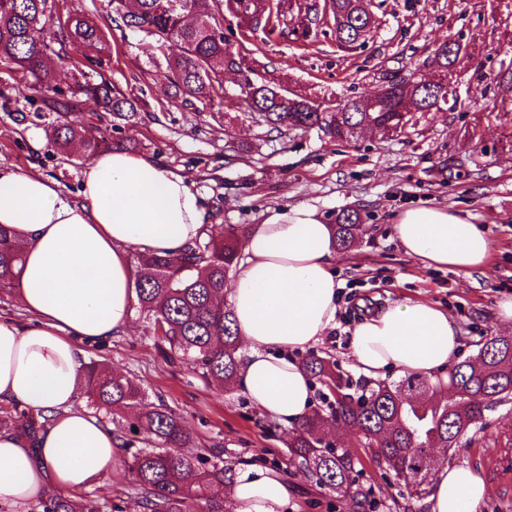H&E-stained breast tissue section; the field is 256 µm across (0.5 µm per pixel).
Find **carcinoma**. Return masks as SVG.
Returning a JSON list of instances; mask_svg holds the SVG:
<instances>
[{
    "label": "carcinoma",
    "instance_id": "obj_1",
    "mask_svg": "<svg viewBox=\"0 0 512 512\" xmlns=\"http://www.w3.org/2000/svg\"><path fill=\"white\" fill-rule=\"evenodd\" d=\"M247 24L264 30L273 26L272 14L239 0ZM297 11L302 30L308 31L326 19L319 9L288 0V11ZM220 0H135L132 12L114 6L122 24L150 38L149 54L161 56L172 73L175 90L202 107L211 102V89L224 77V61L234 54L215 40L211 32L220 24ZM43 30L39 35L37 30ZM103 33L93 19L81 12H63L54 0H0V65L33 80L40 106L38 112L56 113L49 137L55 149L82 161L111 147L101 130L90 132L78 119V101L93 99L100 111L130 122L138 115V102L102 79L90 80L84 68L102 67ZM176 47L178 52L166 51ZM79 56L78 75L63 91L40 84L41 75L56 62ZM406 105L404 98L380 110H367L364 98L352 100L349 112H316L307 98L294 95L283 101L275 86L252 87V102L259 122L281 137L300 130L318 129L337 140L354 136V129L400 132ZM337 249L354 247L363 234L356 212H341L334 218ZM243 228L226 224L211 226L204 235L176 256L142 253L138 264L149 270L146 280L134 283V308L145 315L157 346H167L203 379L226 390L235 388L238 376V333L231 309L214 303L235 275ZM26 244L0 226V294H10L21 275ZM311 379L332 395L326 407L314 408L302 422L288 431L291 459L308 470L316 482L348 497L357 505L367 499L360 484V467L368 461L399 478L418 497L432 479L429 461L436 448H456L471 431L479 428L485 412L512 397V341L498 333L483 338L477 353L456 363L447 375L433 379L407 375L393 383L381 382L354 398L343 395L342 375L330 360L311 356L304 361ZM88 405L112 414L121 407H137L134 421L115 430L121 460L134 479L135 512H233L229 493L210 496L211 488L233 482V465L224 462L219 448L197 449V444L179 415L160 403L142 406L144 393L128 377L98 366H89L86 380ZM48 423V417L14 403L0 404V430H17L33 440ZM341 426L360 438L364 453L336 448L325 442L324 429ZM147 436L146 446H134L136 434ZM42 512H103L107 505L88 496L79 498L56 493L40 501Z\"/></svg>",
    "mask_w": 512,
    "mask_h": 512
}]
</instances>
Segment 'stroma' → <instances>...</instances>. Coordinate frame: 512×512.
<instances>
[{
  "mask_svg": "<svg viewBox=\"0 0 512 512\" xmlns=\"http://www.w3.org/2000/svg\"><path fill=\"white\" fill-rule=\"evenodd\" d=\"M377 22L353 47L340 45L332 24L308 41L250 30L224 12V39L244 57L246 70L225 73L212 102L200 109L175 96L164 61L144 51L145 37L113 29L104 78L144 105L120 136L129 151L185 176L203 195L208 215L221 224H256L274 206L312 205L326 219L360 214L365 232L333 265L341 283L336 326L314 355L330 359L351 387L366 385L353 367L350 334L367 313L394 300L426 298L448 309L462 336V357L484 336L512 334L496 318L498 302L512 298V87L501 70L512 67V0H372ZM453 39L462 46L452 74L457 105L447 112H419L404 133L361 132L341 142L323 132L294 131L282 138L256 122L237 98L243 79L273 82L322 107L378 92L390 77L416 70L432 76L435 51ZM15 111H0V167L35 171L78 198L83 162L56 151L48 118L26 119L32 92L21 75L0 67V95ZM442 205L482 225L492 241L484 271L463 274L426 269L401 250L396 216L409 208ZM133 316L129 332L85 344L87 358L138 383L147 403L165 402L199 447H219L238 464L276 467L295 488V512H354L348 498L318 485L290 459L288 427L269 428L242 389L206 383L184 363L167 359ZM512 449V401L486 412L480 430L465 436L444 460L484 477L489 495L482 512H512V481L494 475L501 449ZM364 487L377 512H428L375 465H365Z\"/></svg>",
  "mask_w": 512,
  "mask_h": 512,
  "instance_id": "stroma-1",
  "label": "stroma"
}]
</instances>
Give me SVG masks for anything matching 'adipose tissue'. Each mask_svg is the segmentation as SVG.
<instances>
[{"label": "adipose tissue", "instance_id": "adipose-tissue-1", "mask_svg": "<svg viewBox=\"0 0 512 512\" xmlns=\"http://www.w3.org/2000/svg\"><path fill=\"white\" fill-rule=\"evenodd\" d=\"M80 201L42 175L0 168V224L26 244L18 302L29 316L0 319V402L46 415L36 443L0 432V503L26 507L45 490L64 496L111 480L120 464L111 426L81 403L83 343L127 332L143 252L177 255L206 222L192 183L124 150L100 153L82 171ZM408 257L426 268L484 269L492 243L483 229L443 206L401 212L393 226ZM336 242L318 209L266 208L249 225L230 308L243 344L238 381L251 403L294 425L308 413L313 382L298 359L335 327L340 288ZM355 368L376 379L395 372H445L462 345L447 311L428 300H397L354 326ZM484 479L467 466L437 463L430 512H480ZM235 512H290L291 486L274 470L235 469Z\"/></svg>", "mask_w": 512, "mask_h": 512}]
</instances>
